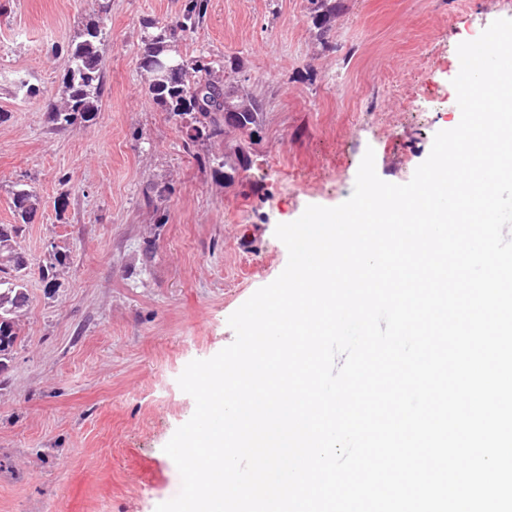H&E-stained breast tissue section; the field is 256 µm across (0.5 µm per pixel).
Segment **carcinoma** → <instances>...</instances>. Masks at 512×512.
Wrapping results in <instances>:
<instances>
[{"label":"carcinoma","instance_id":"1","mask_svg":"<svg viewBox=\"0 0 512 512\" xmlns=\"http://www.w3.org/2000/svg\"><path fill=\"white\" fill-rule=\"evenodd\" d=\"M312 22L319 38L327 33L326 25L336 13L331 0H308ZM205 0H190L181 18L174 25L152 27L144 37V53L140 69L150 76L157 62L174 58L180 68L172 80L165 83L147 81V92L153 103L174 115L196 114L189 140L218 141L224 139L226 128L232 126L248 136L258 133L263 112L262 100L241 96L226 85L224 74L242 72L236 57L215 64L204 54L184 58L177 49L178 40L199 27L206 14ZM108 37L105 27L92 23L83 29L80 41L69 45V66L63 76L64 102L51 109L50 121L65 129L82 120L88 122L98 111L104 88V59L101 46ZM247 154L229 150L222 155L207 157L206 163L218 171H237L245 167ZM14 212L19 224H0V371L4 370L20 338L21 312L28 306L24 286L26 267L17 259V239L22 224L35 212L36 196L25 189L13 193ZM67 254L56 253L45 266L46 287L56 286L57 267L66 263Z\"/></svg>","mask_w":512,"mask_h":512}]
</instances>
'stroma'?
<instances>
[{
	"label": "stroma",
	"instance_id": "stroma-1",
	"mask_svg": "<svg viewBox=\"0 0 512 512\" xmlns=\"http://www.w3.org/2000/svg\"><path fill=\"white\" fill-rule=\"evenodd\" d=\"M318 37L308 0H208L184 54L239 57L264 104L246 168L201 165L139 68L149 22L186 0H0V224L37 210L19 249L29 305L0 371V512H155L180 491L164 447L192 416L177 383L231 344L228 324L288 261L278 224L352 194L366 149L378 176L411 180L435 134L461 119L457 46L512 0H335ZM110 36L92 121L56 129L65 50L87 23ZM66 210H58L60 195ZM67 254L55 287L41 268Z\"/></svg>",
	"mask_w": 512,
	"mask_h": 512
}]
</instances>
